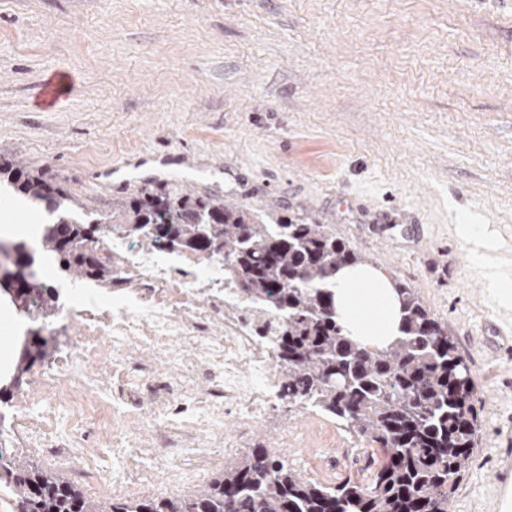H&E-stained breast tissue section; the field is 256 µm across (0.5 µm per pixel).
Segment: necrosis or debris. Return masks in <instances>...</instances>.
Segmentation results:
<instances>
[{"label":"necrosis or debris","mask_w":512,"mask_h":512,"mask_svg":"<svg viewBox=\"0 0 512 512\" xmlns=\"http://www.w3.org/2000/svg\"><path fill=\"white\" fill-rule=\"evenodd\" d=\"M108 260L112 291L72 294L68 311L81 328L70 351L43 377L27 406L16 409L28 451L75 474L103 494L127 497L143 491H177L200 479L206 467L224 463L218 440L224 420L239 434L286 405L271 367L273 343L261 329L263 313L234 290L223 254L203 258L165 250L145 251L123 236L100 245ZM137 343L166 364L156 371L134 365L126 349ZM191 344V353L176 345ZM112 361V389L90 395L75 374L77 359ZM209 393L194 388L199 373ZM70 416L68 434H58L56 415ZM112 424V438L82 446L78 435L91 422ZM155 429L143 447L132 424ZM160 466L145 465V458Z\"/></svg>","instance_id":"4bbe7bcc"}]
</instances>
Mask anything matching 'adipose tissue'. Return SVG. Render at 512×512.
<instances>
[{
  "label": "adipose tissue",
  "mask_w": 512,
  "mask_h": 512,
  "mask_svg": "<svg viewBox=\"0 0 512 512\" xmlns=\"http://www.w3.org/2000/svg\"><path fill=\"white\" fill-rule=\"evenodd\" d=\"M336 315L362 344L381 348L400 331V305L388 277L371 265L341 270L332 285Z\"/></svg>",
  "instance_id": "obj_1"
}]
</instances>
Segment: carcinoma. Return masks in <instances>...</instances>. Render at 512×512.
I'll return each instance as SVG.
<instances>
[{
  "mask_svg": "<svg viewBox=\"0 0 512 512\" xmlns=\"http://www.w3.org/2000/svg\"><path fill=\"white\" fill-rule=\"evenodd\" d=\"M7 172L20 192L57 213L42 245L80 278L112 282L94 244L114 233L149 250L224 253L240 297L278 316L274 362L289 403L316 410L374 450L357 474L333 484L300 472L272 448H254L224 462V471L191 496L101 503L65 473L0 447V472L16 488L21 512H449L476 444L474 385L453 338L415 289L394 285L401 335L367 347L346 335L329 290L340 266L365 258L327 224L150 185L93 218L44 173L0 162V175ZM32 265L21 245L0 251V287L17 285L19 311L48 319L58 298L40 274L25 271ZM27 345L20 375L50 353L41 336Z\"/></svg>",
  "mask_w": 512,
  "mask_h": 512,
  "instance_id": "carcinoma-1",
  "label": "carcinoma"
}]
</instances>
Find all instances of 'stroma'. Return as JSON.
I'll return each instance as SVG.
<instances>
[{"mask_svg":"<svg viewBox=\"0 0 512 512\" xmlns=\"http://www.w3.org/2000/svg\"><path fill=\"white\" fill-rule=\"evenodd\" d=\"M58 77L59 99L42 87ZM0 152L109 213L93 171L172 156L168 184L330 225L391 280L416 289L469 365L477 444L450 512H498L512 486V332L459 234L475 225L512 280V0H0ZM388 212L420 227L375 229ZM51 338L18 385H0V446L13 413L69 351L79 325L24 318ZM348 435L280 409L256 445L308 476L352 472Z\"/></svg>","mask_w":512,"mask_h":512,"instance_id":"obj_1","label":"stroma"}]
</instances>
